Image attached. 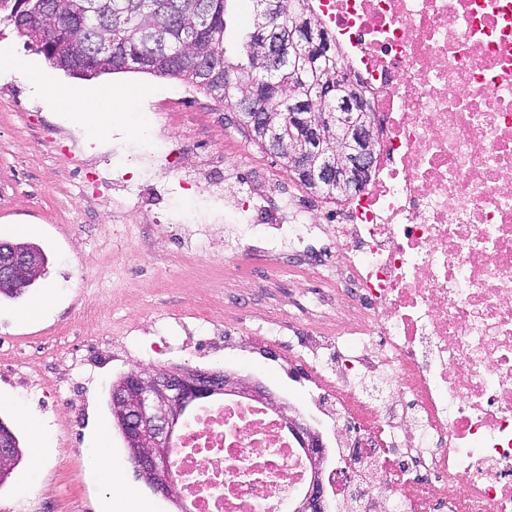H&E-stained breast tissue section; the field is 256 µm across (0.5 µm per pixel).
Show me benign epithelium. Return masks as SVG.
Returning <instances> with one entry per match:
<instances>
[{
  "instance_id": "1",
  "label": "benign epithelium",
  "mask_w": 512,
  "mask_h": 512,
  "mask_svg": "<svg viewBox=\"0 0 512 512\" xmlns=\"http://www.w3.org/2000/svg\"><path fill=\"white\" fill-rule=\"evenodd\" d=\"M348 74L343 69L317 88V96L324 104H331L339 89L347 84ZM349 112L336 114V138L342 149L336 150V160L329 157L310 159L295 151L286 153V143L280 134V125L268 119L265 128L274 152L288 154L290 162L305 182L324 185L339 177L345 170L361 178L375 162L371 149L362 150L358 144L369 138V130L353 111L360 104L348 103ZM288 121L306 127L308 137L318 146L325 141L326 119L315 120L306 114L300 102L289 104ZM36 260L21 252L12 243H0V286L14 289L19 286L25 272L36 267ZM212 393H233L285 412L287 407L261 382L237 377L220 370H199L175 367L164 370H137L128 373L112 389V407L123 423L127 447L130 448L133 467L139 479L156 491L173 495L175 476L170 466L174 438L187 403ZM296 430L309 447L314 466L324 461L323 443L318 433L290 418ZM16 448L7 433L0 434V476L11 472ZM293 512H326L325 491L313 481L310 492L297 503L289 504Z\"/></svg>"
}]
</instances>
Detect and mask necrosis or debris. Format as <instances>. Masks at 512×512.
Listing matches in <instances>:
<instances>
[{"label": "necrosis or debris", "mask_w": 512, "mask_h": 512, "mask_svg": "<svg viewBox=\"0 0 512 512\" xmlns=\"http://www.w3.org/2000/svg\"><path fill=\"white\" fill-rule=\"evenodd\" d=\"M361 80L364 189L277 225L328 308L289 378L342 421L323 481L370 465L366 512H512V0H314ZM395 411L379 409L382 398ZM186 512H284L314 470L287 417L235 394L193 407L171 457Z\"/></svg>", "instance_id": "1"}]
</instances>
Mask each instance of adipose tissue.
Segmentation results:
<instances>
[{
    "instance_id": "1",
    "label": "adipose tissue",
    "mask_w": 512,
    "mask_h": 512,
    "mask_svg": "<svg viewBox=\"0 0 512 512\" xmlns=\"http://www.w3.org/2000/svg\"><path fill=\"white\" fill-rule=\"evenodd\" d=\"M17 77L26 82L36 94L50 100L58 109L63 122L80 124L88 135L99 132L121 118L131 103L126 90L106 87L88 96L60 85L48 70L35 67L24 60L0 54V76Z\"/></svg>"
}]
</instances>
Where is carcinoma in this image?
I'll return each mask as SVG.
<instances>
[{"instance_id": "1", "label": "carcinoma", "mask_w": 512, "mask_h": 512, "mask_svg": "<svg viewBox=\"0 0 512 512\" xmlns=\"http://www.w3.org/2000/svg\"><path fill=\"white\" fill-rule=\"evenodd\" d=\"M0 0V22L14 28L52 67L89 80L103 74L139 72L171 77L205 92L214 102L238 109L247 91L253 112L288 111V92L306 94L344 68L336 41L317 15L282 0L268 16L263 0L253 3L233 56L224 47L228 0ZM310 21L323 45L307 52L290 33L289 13ZM245 136L267 149L262 125L245 119Z\"/></svg>"}]
</instances>
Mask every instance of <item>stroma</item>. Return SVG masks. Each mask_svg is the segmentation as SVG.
I'll return each mask as SVG.
<instances>
[{
    "label": "stroma",
    "instance_id": "stroma-1",
    "mask_svg": "<svg viewBox=\"0 0 512 512\" xmlns=\"http://www.w3.org/2000/svg\"><path fill=\"white\" fill-rule=\"evenodd\" d=\"M62 80L85 90L108 82L134 86L142 95L122 125L91 140L80 128L61 123L24 82L0 79V241L24 238L48 256L45 276L26 295L0 298V344L12 346L16 358L27 362L49 390L67 378L72 347L92 333L104 336L89 356L96 383L88 399L74 404L77 426L41 402L39 392L0 379V421L14 430L24 451L0 486V512H102L106 491L88 465L102 432L122 487L145 500L151 512H178L138 479L128 462L111 412L112 384L142 367L220 369L260 381L279 402L302 410L306 389L291 382L285 369L298 340L291 333L279 340L268 331L269 321L278 317H293L301 326L311 317L294 281L292 259L282 257L278 276L260 283L228 271L240 249L275 250L260 226L283 213L295 181L284 175L277 190L269 191L266 172L280 169L279 160L246 140L232 109L187 90L180 80L133 72L76 81L66 74ZM165 98L178 99L179 111L193 113V151H185L177 129L163 124L156 112ZM27 110L33 116L26 124L22 114ZM51 137L74 144L87 167L126 175L130 187L143 191L151 209L169 223L218 224L224 228L222 240L188 261L158 238L154 226L128 229L111 223L109 209L97 200L71 197L76 172L47 160L44 144ZM136 153H151L160 161L174 155L175 170L189 181V190L157 181L133 161ZM231 198L249 201L247 219L229 211ZM44 294L52 298L50 307L35 323H23L20 314L31 298ZM204 305L235 329L223 351H215L209 330L194 319ZM162 336L177 337L181 350L145 359L144 342ZM36 441L45 450L37 461L29 453Z\"/></svg>",
    "mask_w": 512,
    "mask_h": 512
}]
</instances>
